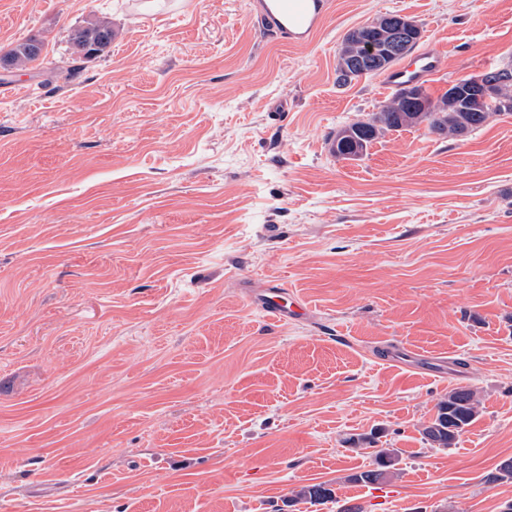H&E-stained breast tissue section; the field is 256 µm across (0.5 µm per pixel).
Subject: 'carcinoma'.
<instances>
[{"instance_id": "cac0c4a2", "label": "carcinoma", "mask_w": 512, "mask_h": 512, "mask_svg": "<svg viewBox=\"0 0 512 512\" xmlns=\"http://www.w3.org/2000/svg\"><path fill=\"white\" fill-rule=\"evenodd\" d=\"M402 16L387 14L350 32L338 51L336 82L338 86L350 85L367 75L382 74L409 55L421 39V29L406 40L407 47L401 54L392 51L396 41V27ZM112 42V27L105 23L94 24L75 37V54L87 60L101 55ZM43 45L36 40L19 43L0 56V67L9 70L27 68L41 58ZM512 112V80L499 88L496 103L486 106L473 104L461 95L444 93L434 100L421 85H409L395 91L379 111L352 121L329 138V151L343 159H358L368 147L388 131H397L423 122L431 132L455 137H465L481 128L495 112ZM480 401L470 387H456L448 391L435 418L421 430L423 439L437 448H450L461 433L479 416ZM393 455L387 449L375 454V468L351 477V481L378 484L393 476ZM512 479V459L502 461L485 476L491 485ZM333 500V491L323 484L302 487L289 502L304 501L325 504Z\"/></svg>"}]
</instances>
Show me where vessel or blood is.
Masks as SVG:
<instances>
[{
  "label": "vessel or blood",
  "mask_w": 512,
  "mask_h": 512,
  "mask_svg": "<svg viewBox=\"0 0 512 512\" xmlns=\"http://www.w3.org/2000/svg\"><path fill=\"white\" fill-rule=\"evenodd\" d=\"M248 8L259 21V29L286 45H303L311 42L333 8L332 0H249ZM445 57L436 47L415 53L409 62L390 69L383 77L386 88L398 89L407 85L422 84L441 74ZM262 310L267 319L287 321L289 315L303 314L301 305H283L273 297H266Z\"/></svg>",
  "instance_id": "1"
}]
</instances>
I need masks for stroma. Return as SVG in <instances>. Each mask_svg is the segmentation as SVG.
Returning a JSON list of instances; mask_svg holds the SVG:
<instances>
[{
	"label": "stroma",
	"mask_w": 512,
	"mask_h": 512,
	"mask_svg": "<svg viewBox=\"0 0 512 512\" xmlns=\"http://www.w3.org/2000/svg\"><path fill=\"white\" fill-rule=\"evenodd\" d=\"M386 13L446 52L431 97L512 62V0H334L281 45L247 0H0V512H502L512 481V113L421 124L357 160L328 135L376 111L336 84ZM119 31L76 60L75 34ZM23 82L24 92H9ZM286 285L308 320L266 321ZM444 354L447 376L387 362ZM477 420L421 435L449 390ZM356 435L396 452L373 468ZM335 499L291 503L302 486ZM43 45L36 40L19 43L0 57L1 68L4 70L14 68H28L33 66L41 58ZM479 406L480 401L472 388L451 389L439 403L435 418L421 430L423 439L431 447H452L479 416ZM374 469L363 471L353 475L351 480L356 483L378 484L386 481L393 476L391 469L393 468V455L390 450L381 449L375 454Z\"/></svg>",
	"instance_id": "obj_1"
}]
</instances>
